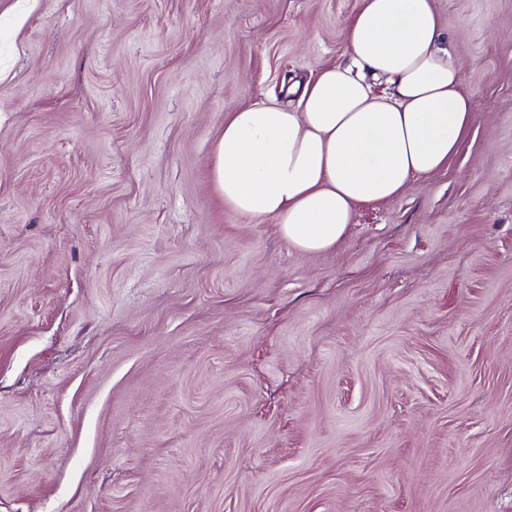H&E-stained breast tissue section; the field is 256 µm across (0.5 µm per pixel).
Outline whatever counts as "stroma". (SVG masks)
Segmentation results:
<instances>
[{
  "label": "stroma",
  "instance_id": "1",
  "mask_svg": "<svg viewBox=\"0 0 512 512\" xmlns=\"http://www.w3.org/2000/svg\"><path fill=\"white\" fill-rule=\"evenodd\" d=\"M446 168L304 254L224 121L361 0H0V512H512V0H434Z\"/></svg>",
  "mask_w": 512,
  "mask_h": 512
}]
</instances>
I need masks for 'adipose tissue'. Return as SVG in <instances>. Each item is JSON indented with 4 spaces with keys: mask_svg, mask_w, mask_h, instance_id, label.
<instances>
[{
    "mask_svg": "<svg viewBox=\"0 0 512 512\" xmlns=\"http://www.w3.org/2000/svg\"><path fill=\"white\" fill-rule=\"evenodd\" d=\"M344 48L346 62L322 66L296 106L232 113L213 151L225 207L274 220L305 254L335 247L357 205L397 197L446 167L476 106L433 0H362ZM377 81L387 90L375 92Z\"/></svg>",
    "mask_w": 512,
    "mask_h": 512,
    "instance_id": "1",
    "label": "adipose tissue"
}]
</instances>
